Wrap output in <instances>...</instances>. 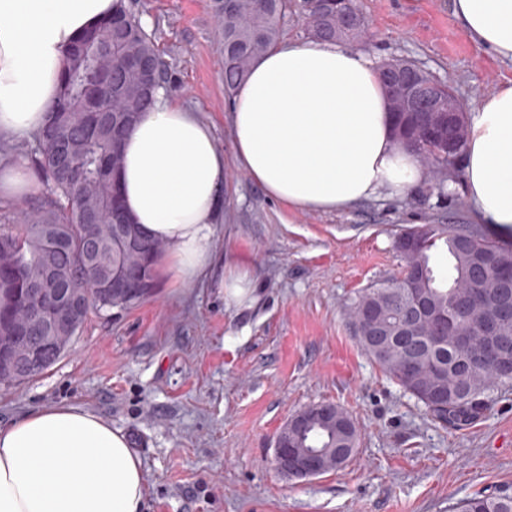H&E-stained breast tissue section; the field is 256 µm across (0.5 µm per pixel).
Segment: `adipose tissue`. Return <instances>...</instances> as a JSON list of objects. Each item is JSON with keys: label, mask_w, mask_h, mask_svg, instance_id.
<instances>
[{"label": "adipose tissue", "mask_w": 512, "mask_h": 512, "mask_svg": "<svg viewBox=\"0 0 512 512\" xmlns=\"http://www.w3.org/2000/svg\"><path fill=\"white\" fill-rule=\"evenodd\" d=\"M114 0H0V129L29 136L57 99L64 57ZM475 43L512 61V0H452ZM238 165L272 199L303 211H344L396 196L426 176L396 142L374 60L319 40L286 41L252 67L228 107ZM119 174L133 223L163 242L161 276L178 283L212 265L224 154L211 127L157 94L123 140ZM476 217L512 229V80L469 116L463 154ZM228 304L254 299L249 262L229 260ZM143 467L119 429L71 405L0 426V512H142Z\"/></svg>", "instance_id": "obj_1"}]
</instances>
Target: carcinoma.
Instances as JSON below:
<instances>
[{
    "instance_id": "obj_1",
    "label": "carcinoma",
    "mask_w": 512,
    "mask_h": 512,
    "mask_svg": "<svg viewBox=\"0 0 512 512\" xmlns=\"http://www.w3.org/2000/svg\"><path fill=\"white\" fill-rule=\"evenodd\" d=\"M224 36V80L235 90L246 79L253 63L268 52L280 34L278 0H217ZM125 19L119 52L102 51L116 40L114 19ZM314 36L336 41V13L328 7L315 26ZM149 58L165 67L152 36L141 26L132 4L118 0L112 16L80 35L68 52L60 76V90L49 118L37 133L41 148L34 160L45 175L50 198L24 215L25 229L17 236L0 234V331L27 346H43L46 323L35 317L32 285L44 277L47 239L60 236L66 245L51 257V265L81 291L88 310L128 308L139 302L136 294L117 304L102 296L100 283L119 263L134 286L144 280L155 286V269L162 255L161 242L129 222L123 211L117 182L122 154L113 147L124 139L141 116L149 111L154 94L146 91L140 71L129 66ZM423 112H403L395 123L412 135L408 147L438 176L435 188L443 194L457 179L456 165L463 151L450 160L436 155L419 137ZM66 144L70 162L61 164L56 145ZM131 234L138 247L123 250L117 231ZM448 250V275L438 278L430 266L429 252L437 241ZM406 270L403 276L362 291L350 304L352 324L378 332V342L360 343L364 353L401 388L415 397L438 421L459 427L476 419L486 405V394L512 376L500 374L498 361L477 364L474 351L483 344L509 343L512 361V313L500 314L502 303L498 274L512 270V248L479 231H464L450 224H422L404 230L397 243ZM478 300L459 307L453 327L443 325L448 308L466 295ZM423 302L422 320L412 323L407 310L412 300ZM497 320L494 335L482 327ZM67 347L49 348L36 369L17 368L0 373L1 386H17L53 366ZM347 425L315 424L294 444L307 448H357L359 434L352 418L339 410ZM460 512H512V491L478 494L466 498Z\"/></svg>"
}]
</instances>
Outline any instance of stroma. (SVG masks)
Wrapping results in <instances>:
<instances>
[{
  "mask_svg": "<svg viewBox=\"0 0 512 512\" xmlns=\"http://www.w3.org/2000/svg\"><path fill=\"white\" fill-rule=\"evenodd\" d=\"M369 27L359 52L405 58L450 85L466 110L512 79V64L474 43L451 0H357ZM167 65L166 95L210 125L224 152V204L212 268L127 309L88 319L52 367L0 387V425L74 405L127 435L142 461L143 512H458L512 489V384L469 425L436 422L359 346L348 305L400 275L394 247L421 224L478 227L464 184L416 186L342 212L270 199L234 161L224 43L213 0H135ZM251 263V306L227 305L224 261ZM345 409L359 433L341 468L307 479L275 469L274 440L304 407Z\"/></svg>",
  "mask_w": 512,
  "mask_h": 512,
  "instance_id": "obj_1",
  "label": "stroma"
}]
</instances>
